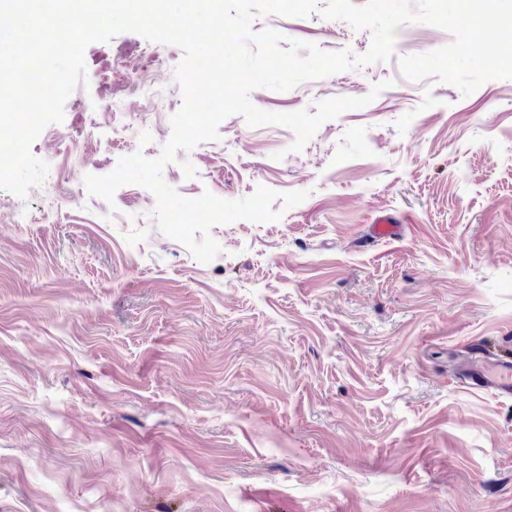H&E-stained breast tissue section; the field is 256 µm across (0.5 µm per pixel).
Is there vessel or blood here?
<instances>
[{"label":"vessel or blood","mask_w":512,"mask_h":512,"mask_svg":"<svg viewBox=\"0 0 512 512\" xmlns=\"http://www.w3.org/2000/svg\"><path fill=\"white\" fill-rule=\"evenodd\" d=\"M399 231L397 219L388 213L377 215L370 226L376 239L397 236ZM458 379L463 386L511 397L512 358L493 354L482 341H473L469 357L458 367Z\"/></svg>","instance_id":"obj_1"}]
</instances>
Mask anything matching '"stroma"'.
<instances>
[{"mask_svg": "<svg viewBox=\"0 0 512 512\" xmlns=\"http://www.w3.org/2000/svg\"><path fill=\"white\" fill-rule=\"evenodd\" d=\"M269 29L371 44L317 14L251 23ZM452 40L409 23L388 60L254 90L311 111L383 83L301 151L232 115L178 152L163 178L186 198L307 194L213 226L207 264L156 227L149 190L84 185L160 154L181 50L87 47L86 85L32 145L45 183L0 190V512H512V398L456 385L452 361L512 337V79L465 96L399 67ZM382 212L401 231L369 239Z\"/></svg>", "mask_w": 512, "mask_h": 512, "instance_id": "1", "label": "stroma"}]
</instances>
